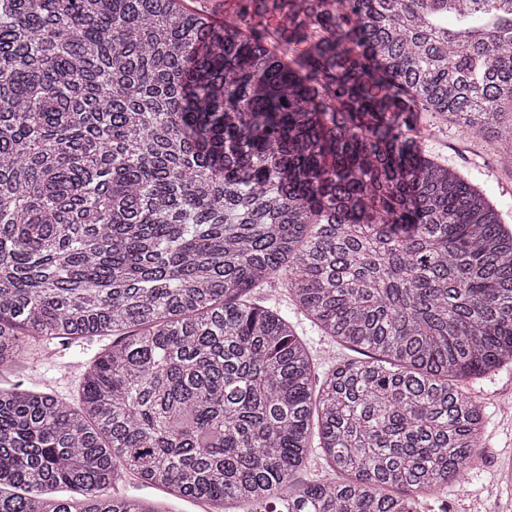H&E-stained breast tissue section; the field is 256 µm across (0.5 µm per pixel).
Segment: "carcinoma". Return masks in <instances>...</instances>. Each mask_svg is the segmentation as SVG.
<instances>
[{
    "label": "carcinoma",
    "mask_w": 512,
    "mask_h": 512,
    "mask_svg": "<svg viewBox=\"0 0 512 512\" xmlns=\"http://www.w3.org/2000/svg\"><path fill=\"white\" fill-rule=\"evenodd\" d=\"M507 104L512 0H0V369L112 337L77 409L0 387V512H169L126 476L209 512H420L461 481L466 382L512 365V228L427 123L512 172ZM272 283L364 359L318 379Z\"/></svg>",
    "instance_id": "cac0c4a2"
}]
</instances>
